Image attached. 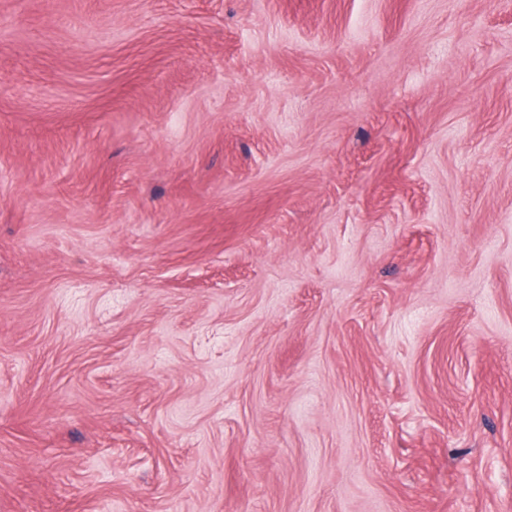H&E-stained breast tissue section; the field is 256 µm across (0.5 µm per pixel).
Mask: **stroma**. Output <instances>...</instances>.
Wrapping results in <instances>:
<instances>
[{
    "label": "stroma",
    "instance_id": "obj_1",
    "mask_svg": "<svg viewBox=\"0 0 512 512\" xmlns=\"http://www.w3.org/2000/svg\"><path fill=\"white\" fill-rule=\"evenodd\" d=\"M0 512H512V0H0Z\"/></svg>",
    "mask_w": 512,
    "mask_h": 512
}]
</instances>
